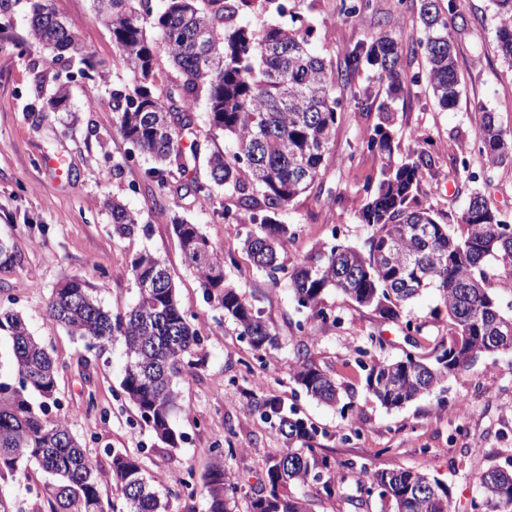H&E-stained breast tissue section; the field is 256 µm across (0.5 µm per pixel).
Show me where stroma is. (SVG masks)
<instances>
[{
    "label": "stroma",
    "mask_w": 512,
    "mask_h": 512,
    "mask_svg": "<svg viewBox=\"0 0 512 512\" xmlns=\"http://www.w3.org/2000/svg\"><path fill=\"white\" fill-rule=\"evenodd\" d=\"M339 3L295 0L297 11L311 17L315 47L327 63L343 67L348 51L386 32L401 47L402 66L411 80L394 95L388 94L386 83L366 73L339 83L340 105L322 176L278 215L294 230L280 255L287 266L300 262L312 249L337 241L362 246L369 235L359 209L381 162L361 142L379 123L380 114L356 106L353 94L359 87L370 86L378 101L394 108L393 133L400 153L423 148L440 166L438 179L423 181L419 199L442 224L460 223L467 200L448 181L449 159L466 160L473 171L481 166L471 150L481 111L492 112L501 127L512 132V66L496 50L490 0H456L459 11L478 16L479 21L457 41L460 97L455 109L448 111L422 79L425 59L416 50L422 29L412 8L398 0H372L366 14L347 17L339 14ZM50 4L92 54L98 72L91 80H73L68 110L48 111L36 96L34 73L53 74L56 63L46 53L20 54L28 31L24 11H16L10 25L0 28V239L8 241L17 256L14 265L0 267V307L19 311L57 363L59 404L71 431L95 455L108 448L138 454L157 488L191 476L194 496L171 500V512H205L207 492L201 475L211 448L232 440L235 453L225 457L224 467L238 486L236 499L242 504L258 487L269 457L284 446L277 431L249 414L250 395L258 392L277 397L312 422L318 429L316 448L343 476L335 499L320 505L319 512H354L350 500L359 488L346 476L350 462L428 471L449 486L457 512H465L475 494L474 473L483 463L502 464L512 458V356L480 359L430 395L400 409L385 408L366 391L355 351L374 334L383 338L386 358L409 352L428 357L447 333L445 323L431 316L438 299L429 292L408 305L410 317L425 325L422 334L410 337L331 290L323 303L341 322L313 328L314 352L323 368L353 390V406L344 411L308 397L290 369L292 347L304 339L295 327L302 315L288 289L274 283L247 256L243 241L248 225L224 223L223 190H216L205 208L189 196L172 195L160 202L145 189L131 193L129 182L140 181L147 166L140 158L126 167L122 178L102 177L105 156L119 158L128 149L115 132L110 91L119 83L133 84L135 75L119 63L110 33L95 18L92 0ZM93 96L100 105L86 111L85 103ZM56 154L64 157L67 175H57L46 164V157ZM113 197L140 213L148 233L125 238L113 234L104 207ZM176 213L200 225L213 249L227 259L229 279L274 326L279 345L263 359H255L233 321L205 301L171 229ZM144 251L165 261L179 304L204 339V369L178 385L182 410L176 427L183 441L177 448L158 442L124 398L122 344L110 345L91 358L92 367H84L81 359L88 355L83 341L46 312L52 289L68 277L89 281L105 308L127 307L137 293L130 265ZM460 400L470 406L464 420L449 408ZM477 446L484 448V459L474 456Z\"/></svg>",
    "instance_id": "stroma-1"
}]
</instances>
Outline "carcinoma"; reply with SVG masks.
I'll return each mask as SVG.
<instances>
[{"label": "carcinoma", "mask_w": 512, "mask_h": 512, "mask_svg": "<svg viewBox=\"0 0 512 512\" xmlns=\"http://www.w3.org/2000/svg\"><path fill=\"white\" fill-rule=\"evenodd\" d=\"M495 6V42L503 59L512 62V0H491ZM96 16L112 35L120 62L139 74L132 86L112 90L115 130L130 151L112 160V176L120 178L133 156L151 159L141 186L157 189L159 200L181 186L205 208L213 190L224 188L229 202L222 216L228 224H256L244 249L256 267L277 282L284 280L297 306L305 309L301 333L325 324L331 313L323 295L336 290L379 318L421 332L424 323L405 314L407 304L432 290L439 304L434 318H445L448 341L433 347L428 361L410 354L389 360L378 353L382 338L370 336L369 347L357 349L356 364L364 386L386 408H401L432 393L449 378L482 356L512 354V315L504 314L486 288L492 265L512 272V223L490 209L476 189L467 194L461 224L453 229L436 221L431 208L417 199L423 180L435 176V161L417 149L395 158L391 108L378 106L379 123L362 144L379 155L378 180L365 188L360 208L370 228L365 247L333 244L318 249L292 267L278 261V251L294 237L277 220L278 211L311 189L324 166L336 124V84L366 67L392 89L406 81L398 44L380 35L345 55L336 71L311 48L315 30L300 14L289 12L288 25L269 24L260 30L244 23L248 14L270 9L286 12L279 0H93ZM24 6L29 28V52L50 53L61 69L51 78L35 77V91L46 95L51 111L69 107V83L74 75L91 77L93 61L48 0H0V20ZM371 0H340L339 13L356 16L370 10ZM418 19L423 38L418 47L426 61V79L439 106L455 107L459 77L454 36L470 27L456 0H420ZM159 30L151 41L147 28ZM165 55L174 74L161 71ZM205 100L210 129L232 143L229 151L207 150V175L190 176L202 144L194 137L192 114ZM482 160L466 180L487 183L499 167L512 164V135L490 112L482 113L476 136ZM112 231L133 236L140 229L138 213L122 201L105 202ZM172 231L188 267L195 271L206 299L231 318L251 350L262 356L276 340L275 329L262 311L249 303L224 273V256L217 254L200 226L176 214ZM137 297L124 311L112 313L94 295L90 283L66 278L52 289L48 314L85 341L89 350L114 342L124 346L123 396L138 410L155 437L176 448L183 435L175 426L180 411L178 379L205 363L203 337L179 307L170 271L161 259L142 253L131 263ZM12 342V376L0 380V480L16 479L34 462L50 477L46 484L48 512H113L102 487L112 480L125 512H169V503L193 497L181 483L155 490L140 458L126 451L105 449L109 471L99 469L65 421L50 417L57 405L58 366L46 346L14 310L0 309V333ZM293 378L305 393L342 409L349 388L336 382L314 355L313 345L293 346ZM250 414L276 428L287 447L269 459L260 487L249 497L247 512H316L314 505L336 496L335 467L318 454L313 442L318 429L295 416L272 396H251ZM214 462L203 476L206 512H236L237 483L224 468V454L235 449L213 448ZM478 494L469 512H512V469L491 463L479 469ZM315 485L317 496L296 488ZM358 486L364 496L353 504L366 509L376 496L390 512H452L448 485L423 470L359 468Z\"/></svg>", "instance_id": "obj_1"}]
</instances>
